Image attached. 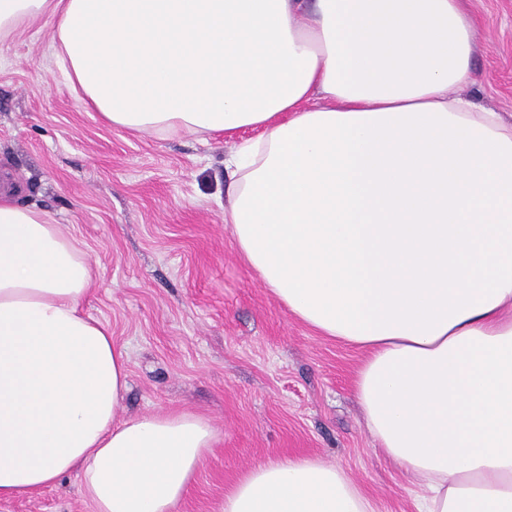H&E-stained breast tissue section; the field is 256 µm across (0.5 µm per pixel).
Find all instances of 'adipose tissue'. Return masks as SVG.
I'll return each instance as SVG.
<instances>
[{"mask_svg":"<svg viewBox=\"0 0 512 512\" xmlns=\"http://www.w3.org/2000/svg\"><path fill=\"white\" fill-rule=\"evenodd\" d=\"M52 28L113 127L257 130L224 161L236 250L320 335L366 356L355 395L416 512H512V122L473 83L462 0H0V42ZM93 269L0 189V503L77 474L93 512H176L217 432L118 419L125 352ZM217 512H376L341 468L257 465Z\"/></svg>","mask_w":512,"mask_h":512,"instance_id":"adipose-tissue-1","label":"adipose tissue"}]
</instances>
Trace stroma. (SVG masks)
<instances>
[{
    "mask_svg": "<svg viewBox=\"0 0 512 512\" xmlns=\"http://www.w3.org/2000/svg\"><path fill=\"white\" fill-rule=\"evenodd\" d=\"M463 6L476 22L465 93L511 117L512 0ZM255 136L112 127L60 75L48 30L0 43V180L49 211L97 272L85 309L128 356L118 419L189 411L218 433L176 512H216L252 467L286 456L341 466L378 512H415L353 394L363 351L297 320L236 252L224 157ZM7 509L92 512L74 474Z\"/></svg>",
    "mask_w": 512,
    "mask_h": 512,
    "instance_id": "stroma-1",
    "label": "stroma"
}]
</instances>
